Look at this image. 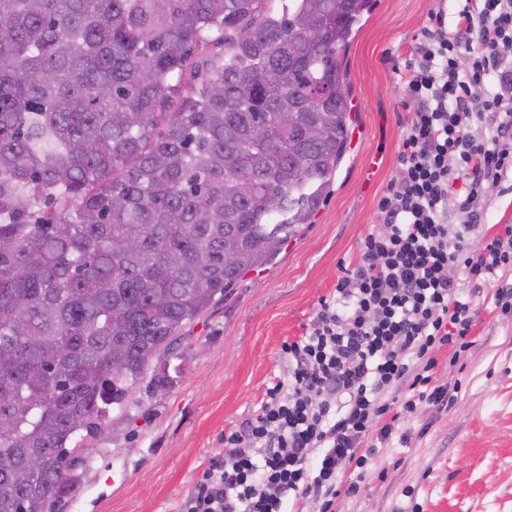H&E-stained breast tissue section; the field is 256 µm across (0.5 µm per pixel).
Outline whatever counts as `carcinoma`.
Instances as JSON below:
<instances>
[{"instance_id":"carcinoma-1","label":"carcinoma","mask_w":512,"mask_h":512,"mask_svg":"<svg viewBox=\"0 0 512 512\" xmlns=\"http://www.w3.org/2000/svg\"><path fill=\"white\" fill-rule=\"evenodd\" d=\"M370 3L0 0V512L72 499L84 440L311 223Z\"/></svg>"}]
</instances>
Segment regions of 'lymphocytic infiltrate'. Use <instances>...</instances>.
I'll return each mask as SVG.
<instances>
[{"label": "lymphocytic infiltrate", "mask_w": 512, "mask_h": 512, "mask_svg": "<svg viewBox=\"0 0 512 512\" xmlns=\"http://www.w3.org/2000/svg\"><path fill=\"white\" fill-rule=\"evenodd\" d=\"M404 85L413 108L378 231L364 238L335 298L321 301L310 333L285 345L287 380L230 433L180 512H285L308 498L331 512L357 490L341 474L372 461L369 437L394 429L371 430L390 409L387 395L418 387L403 405L409 415L418 401L447 400L446 386L429 385L432 354L466 349L475 317L457 274L495 284V306L512 311V240L471 241L486 216L483 185L512 177V0L433 12ZM459 181L469 222L454 230L448 200Z\"/></svg>", "instance_id": "obj_1"}]
</instances>
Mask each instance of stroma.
Listing matches in <instances>:
<instances>
[{"mask_svg": "<svg viewBox=\"0 0 512 512\" xmlns=\"http://www.w3.org/2000/svg\"><path fill=\"white\" fill-rule=\"evenodd\" d=\"M437 7L373 0L343 54L356 116L349 150L312 224L186 328L181 356L167 360L172 386H136L125 411L88 440L90 465L65 512H180L225 437L287 378L284 344L308 331L379 227L408 120L402 76ZM484 199L477 244L512 226V180L485 187ZM458 287L478 314L469 348L453 361L447 350L435 355L447 406L420 403L365 474L346 471L343 483L359 490L337 498L335 512H512V313L495 309L489 288L463 278Z\"/></svg>", "mask_w": 512, "mask_h": 512, "instance_id": "1", "label": "stroma"}]
</instances>
